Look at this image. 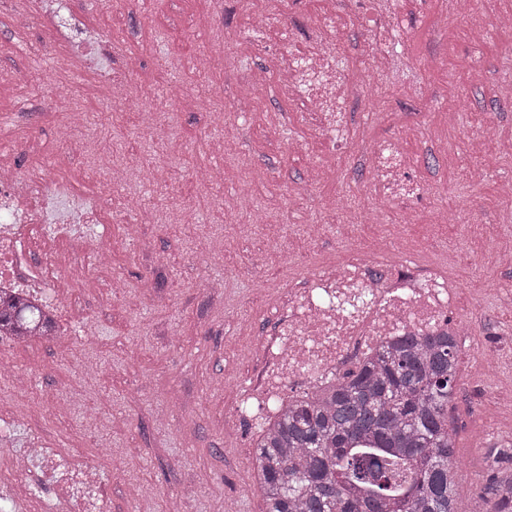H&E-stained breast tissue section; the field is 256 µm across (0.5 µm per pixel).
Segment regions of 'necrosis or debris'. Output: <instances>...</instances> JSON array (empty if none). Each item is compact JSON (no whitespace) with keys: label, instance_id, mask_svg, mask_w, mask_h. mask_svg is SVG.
<instances>
[{"label":"necrosis or debris","instance_id":"necrosis-or-debris-1","mask_svg":"<svg viewBox=\"0 0 512 512\" xmlns=\"http://www.w3.org/2000/svg\"><path fill=\"white\" fill-rule=\"evenodd\" d=\"M361 2L324 0L330 26L312 29L301 40L287 26L274 25L264 10H254L250 27L269 37L246 43L245 49L256 57L275 52L281 97L295 104L306 127L332 143L322 157L325 169H335L347 150H354L371 175L368 195L412 214L429 194L428 183L414 175V157L395 138L367 137L347 110L352 95L365 92L370 80L397 71L390 33L406 30L408 20L377 9L363 18ZM356 22L363 27L358 50L367 65L362 74L337 63L343 35ZM86 123V112H66L58 127L61 146L52 152L42 179L24 178L15 167L0 171V295L55 308V343L65 353L72 349L71 308L64 302L69 270L60 244L77 240L78 234L74 225L45 223L47 187L86 198L82 219L87 224L111 220L117 206L111 180L96 179L80 189L68 179L88 151ZM392 255L388 237L377 235L273 290L268 303L273 319L253 339L249 385L235 406V423L258 426L304 387L348 379L382 346L404 337L465 335L455 317L458 281L445 268L404 264ZM14 422L13 409L0 410V512L20 506L34 512V500L45 496L64 512H112L111 493L80 453L50 447L36 429L25 446L16 447Z\"/></svg>","mask_w":512,"mask_h":512}]
</instances>
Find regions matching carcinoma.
Segmentation results:
<instances>
[{
    "label": "carcinoma",
    "mask_w": 512,
    "mask_h": 512,
    "mask_svg": "<svg viewBox=\"0 0 512 512\" xmlns=\"http://www.w3.org/2000/svg\"><path fill=\"white\" fill-rule=\"evenodd\" d=\"M49 338L41 310L0 297V336ZM459 349L407 336L350 380L295 398L254 450L265 512H457L461 480L448 421ZM474 512H512V444L490 450Z\"/></svg>",
    "instance_id": "carcinoma-1"
}]
</instances>
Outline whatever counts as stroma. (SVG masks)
<instances>
[{
    "instance_id": "1",
    "label": "stroma",
    "mask_w": 512,
    "mask_h": 512,
    "mask_svg": "<svg viewBox=\"0 0 512 512\" xmlns=\"http://www.w3.org/2000/svg\"><path fill=\"white\" fill-rule=\"evenodd\" d=\"M64 19L34 20L18 34L12 19L19 0H0V118L11 122L17 140L5 152L41 174L46 157L31 155L32 143L51 145L53 126L65 99L91 114V159L78 160L70 178L90 181L94 170L119 179V195L129 198L127 214L112 217L107 244L118 285L75 288L76 317H90L95 331L75 339L73 355L56 356L49 341L15 342L0 347V364L28 372L33 391L17 413L20 429L38 428L60 448L78 449L97 466L112 492V512H168L173 494L183 496L182 512H264L254 484L255 432L230 418L232 391H245L255 332L269 323L267 295L290 275L308 268V254L341 255L390 231L400 257L446 267L460 281L457 318L468 327L460 349V374L449 413L456 431L455 458L462 471L457 512H470L472 476L484 467L483 450L512 442V413L488 407L496 389L512 385V351L499 368L476 378L473 355L492 339L512 337V323L493 317L492 292L512 287V271L498 269V248L512 245V99L500 96L502 78L512 74V28L497 26L500 11L512 0H426L408 33L395 34L401 64L386 81L371 82L365 96L352 99L356 121L377 113L369 124L373 138L394 136L417 159V174L432 185L425 211L406 220L397 205L381 204L370 224L351 218L365 204L361 192L369 174L355 156H344L335 172L314 180L325 139L305 128L276 92L262 96L247 115H239L234 90L247 77L272 79V57L240 51L248 37L247 0H56ZM276 18L296 37L321 19L320 0H272ZM480 26L486 39L469 40ZM104 37L108 53L102 74L127 72L150 90L146 108L118 107L101 84L79 68L67 74L68 88L54 77L64 52L89 51L93 37ZM221 57L216 73L196 76L195 55ZM483 65L486 80L470 82L473 64ZM418 82L420 98L403 90ZM210 94L204 109L187 106L193 88ZM153 112L164 131L182 145L173 159L162 154L145 130V112ZM499 116L495 163L480 181L468 171L476 158L466 151L468 134L478 131L485 113ZM283 125L281 142H269L264 129ZM445 145L431 153L426 137ZM303 139L306 155L288 149ZM223 141L224 152L209 155L206 140ZM222 165L224 186L198 182L200 166ZM158 166L165 180H143L140 169ZM250 197L248 208L233 196ZM339 198L334 219H327L328 196ZM448 210V222L432 227L426 214ZM135 234H128V225ZM318 225L319 243L309 249L304 235ZM276 238L285 252L267 267L268 284L254 277L252 264L263 240ZM223 282L216 297L199 287L198 277ZM94 358L99 374L80 382L75 362ZM237 365L241 376L225 374ZM64 402L67 413L44 420V408ZM488 431L480 436L475 421ZM138 492L129 495V481Z\"/></svg>"
}]
</instances>
